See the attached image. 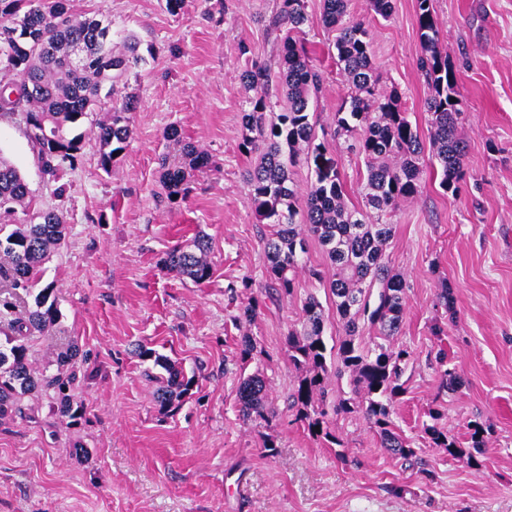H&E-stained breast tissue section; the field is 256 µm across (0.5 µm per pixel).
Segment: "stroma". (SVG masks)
Instances as JSON below:
<instances>
[{
	"mask_svg": "<svg viewBox=\"0 0 512 512\" xmlns=\"http://www.w3.org/2000/svg\"><path fill=\"white\" fill-rule=\"evenodd\" d=\"M384 19L367 0H350L349 18L372 34L381 91H397L410 121L427 128L428 87L416 0H392ZM77 15L102 13L113 31L137 36L147 63L126 84L141 103L133 133L102 168L84 118L83 150L61 182L44 175L19 116L0 117V154L21 171L44 209L58 210L64 242L43 266L60 317L30 348L33 366L78 346L87 361L74 392V417L61 420L43 393L22 400L24 414L0 423V512H512V0H433L440 42L457 76L466 144V179L457 193L428 178L420 195L393 214L387 247L408 288L394 338L411 359L406 392L392 406L396 430L415 451L405 467L381 447L363 416L341 415L336 445L309 434L288 409L295 370L284 339L301 306L325 309L324 340L335 345L343 322L327 291L308 274L327 270L317 244L293 295L280 296L266 275L264 241L245 181L253 159L242 143L249 95L240 80L248 59L273 53L265 20L276 0H68ZM305 38L320 75L312 102L332 129L348 86L336 66L334 35L321 22L322 0H307ZM252 49L239 53L240 45ZM177 126L209 157L190 172L186 196L168 197L159 162L174 148ZM204 233L213 275L198 285L161 265L171 248ZM450 288L454 307L439 301ZM257 300L254 321L242 309ZM441 335H434V326ZM254 345L240 360V340ZM178 361L196 378L190 399L159 409L138 347ZM454 388L443 387L445 371ZM267 383L269 422L243 419V374ZM458 447H435L422 429L429 412ZM485 427L472 451L469 425ZM274 436L267 455L264 436ZM433 481H425V474Z\"/></svg>",
	"mask_w": 512,
	"mask_h": 512,
	"instance_id": "35a3bbf8",
	"label": "stroma"
}]
</instances>
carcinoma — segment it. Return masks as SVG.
<instances>
[{"instance_id":"carcinoma-1","label":"carcinoma","mask_w":512,"mask_h":512,"mask_svg":"<svg viewBox=\"0 0 512 512\" xmlns=\"http://www.w3.org/2000/svg\"><path fill=\"white\" fill-rule=\"evenodd\" d=\"M348 0H323L322 24L338 32L336 65L349 85L347 99L336 112L333 137L353 138L349 149L364 158L366 176L358 193L363 207L344 201L345 182L336 150L319 139L310 102L319 74L304 42L308 22L305 0H278L267 29L276 33V69L252 63L241 74L253 95L242 112L243 145L255 153L246 184L259 224H271L266 239V272L280 295L294 292L308 237H314L332 275H312L327 288L338 315L345 322L337 356L342 369L332 370L323 339L325 311L309 296L301 308L299 327L288 331L285 350L296 371L288 395L295 420L324 441L337 443L329 413L364 416L391 455L412 463L413 448L394 431L391 405L405 392L403 377L411 353L392 344L401 328L407 300L406 282L385 259L384 246L392 237L388 222L399 207L419 195L426 177L438 173L440 186L453 194L466 172V145L458 135L462 120L455 72L439 47V30L432 0H417L421 51L416 67L428 86L425 111L434 154L423 160V143L395 92L383 93L373 68V42L361 22H347ZM147 63L137 39L114 40L112 18L74 16L67 0H0V114H20L37 151L44 174L58 181L73 169L83 134L73 133L82 118L107 109L108 119L97 126L100 162L107 169L131 137L130 113L137 97L121 95L124 78ZM164 139L181 147L183 162L165 168L162 184L168 194L185 193L186 170L207 164L205 153L170 126ZM305 165L315 177L301 196L294 168ZM65 238V224L53 210L36 208L19 168L0 155V283L34 295V305L0 300V325L7 329L0 342V420L22 414L21 399L34 392L57 394L55 414L74 417L67 391L79 381V369L48 375L29 360L31 339L59 318L53 288L39 287L42 267ZM209 239L197 233L190 244L165 253L163 266L197 285L208 282L213 267ZM376 330L367 346L357 337L359 319ZM146 370L159 383L155 400L172 412L191 397L195 376L152 348L140 347ZM350 378L351 396L331 400V373ZM239 403L246 420L268 421L266 382L258 373L242 378ZM433 444L459 452L456 442L437 425L425 427Z\"/></svg>"}]
</instances>
